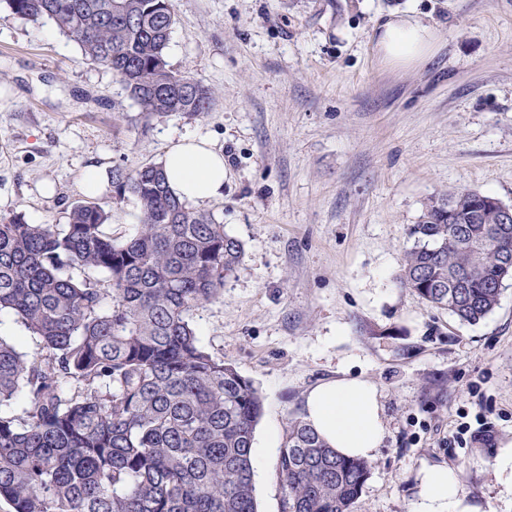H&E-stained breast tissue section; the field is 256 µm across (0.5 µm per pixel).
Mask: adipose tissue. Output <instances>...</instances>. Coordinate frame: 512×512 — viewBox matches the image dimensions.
<instances>
[{"label":"adipose tissue","instance_id":"ef3b65f1","mask_svg":"<svg viewBox=\"0 0 512 512\" xmlns=\"http://www.w3.org/2000/svg\"><path fill=\"white\" fill-rule=\"evenodd\" d=\"M438 33L411 13L388 15L377 29L375 52L383 63L407 67L430 56ZM170 190L185 201H204L224 190V154L208 140L184 137L163 160ZM306 421L336 450L351 457H371L386 435L377 389L359 379L322 383L309 394ZM422 493L414 512H472L460 494L457 476L443 467L421 472Z\"/></svg>","mask_w":512,"mask_h":512}]
</instances>
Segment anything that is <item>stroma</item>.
<instances>
[{
	"label": "stroma",
	"mask_w": 512,
	"mask_h": 512,
	"mask_svg": "<svg viewBox=\"0 0 512 512\" xmlns=\"http://www.w3.org/2000/svg\"><path fill=\"white\" fill-rule=\"evenodd\" d=\"M174 71L210 112L142 130L112 72L49 21L0 10V218L62 224L87 166L162 161L172 140L222 149V196L203 203L244 245L224 300L200 309L209 350L254 380V433L284 432L318 384L359 378L386 436L354 512H412L428 466L453 470L477 512L511 505L495 470L512 441V281L475 325L428 307L396 277L428 199L476 190L512 203V0H174ZM411 10L441 40L396 69L376 29ZM493 435L461 448L463 416ZM277 454L254 470L258 512H279Z\"/></svg>",
	"instance_id": "1"
}]
</instances>
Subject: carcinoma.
Here are the masks:
<instances>
[{
  "label": "carcinoma",
  "instance_id": "1",
  "mask_svg": "<svg viewBox=\"0 0 512 512\" xmlns=\"http://www.w3.org/2000/svg\"><path fill=\"white\" fill-rule=\"evenodd\" d=\"M53 22L85 60L122 82L142 128L200 116L212 97L174 71L173 0H0ZM134 197L139 224L114 238L112 208L69 205L67 223L0 219V314L39 346L0 336V503L10 512H258L252 448L263 397L200 343L193 318L224 300L242 243L174 196L161 163L112 169L110 199ZM503 202L472 190L425 204L397 280L476 324L512 280ZM372 470L303 419L278 449L280 512H353Z\"/></svg>",
  "mask_w": 512,
  "mask_h": 512
}]
</instances>
